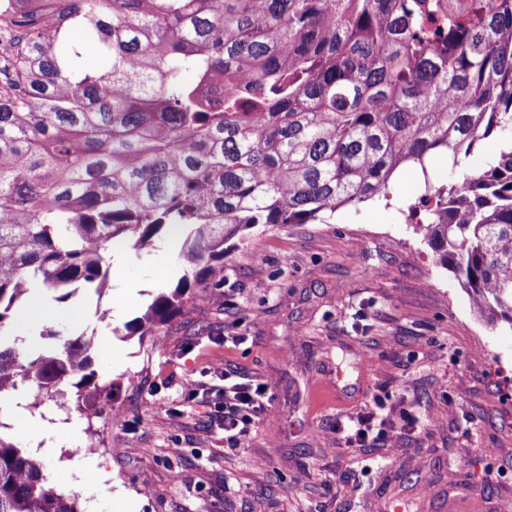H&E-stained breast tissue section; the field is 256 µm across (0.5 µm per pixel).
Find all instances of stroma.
I'll return each mask as SVG.
<instances>
[{
  "label": "stroma",
  "instance_id": "35a3bbf8",
  "mask_svg": "<svg viewBox=\"0 0 512 512\" xmlns=\"http://www.w3.org/2000/svg\"><path fill=\"white\" fill-rule=\"evenodd\" d=\"M182 271L168 246L114 251L102 293L82 290L90 366L109 394L41 419L76 423L46 476L81 512H512V331L479 318L395 209L369 202L328 224L257 225L232 240L210 288L160 335H121ZM246 341L225 347V335ZM112 339L104 358L100 336ZM226 368L271 383L267 419L224 444L181 385ZM382 394L391 415H442L391 448L346 450L337 419Z\"/></svg>",
  "mask_w": 512,
  "mask_h": 512
}]
</instances>
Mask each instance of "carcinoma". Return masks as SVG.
I'll return each instance as SVG.
<instances>
[{"label":"carcinoma","instance_id":"obj_1","mask_svg":"<svg viewBox=\"0 0 512 512\" xmlns=\"http://www.w3.org/2000/svg\"><path fill=\"white\" fill-rule=\"evenodd\" d=\"M3 24L24 36L0 89V329L32 282L99 292L113 245L179 226L185 273L130 328L157 336L225 242L389 202L404 166L425 178L413 233L512 329V0H0ZM48 336L23 357L0 335V394L81 397L89 341ZM0 512L80 510L0 436Z\"/></svg>","mask_w":512,"mask_h":512}]
</instances>
